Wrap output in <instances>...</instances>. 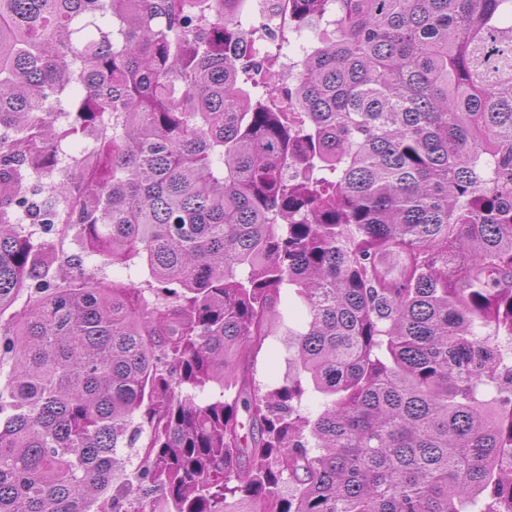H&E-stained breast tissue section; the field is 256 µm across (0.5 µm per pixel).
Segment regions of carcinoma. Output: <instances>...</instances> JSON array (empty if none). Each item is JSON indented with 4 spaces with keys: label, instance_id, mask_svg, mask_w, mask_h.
Listing matches in <instances>:
<instances>
[{
    "label": "carcinoma",
    "instance_id": "carcinoma-1",
    "mask_svg": "<svg viewBox=\"0 0 512 512\" xmlns=\"http://www.w3.org/2000/svg\"><path fill=\"white\" fill-rule=\"evenodd\" d=\"M280 2L0 0V512H512V0ZM53 267V271L65 269L67 257L80 256L83 259V267L87 274L95 279L106 283L121 282L129 283L134 281L140 288H147L145 280L148 278L144 269L139 266H131L130 270L122 269L119 266L112 265L110 261H104L101 257L87 253L83 244L72 237L68 238L64 245L62 253ZM131 276V278H129ZM284 304L280 307L283 315V326L277 336H272L259 356L256 378L263 384L280 383L288 376V324L294 327L299 321L301 310L290 303L288 310V292Z\"/></svg>",
    "mask_w": 512,
    "mask_h": 512
}]
</instances>
